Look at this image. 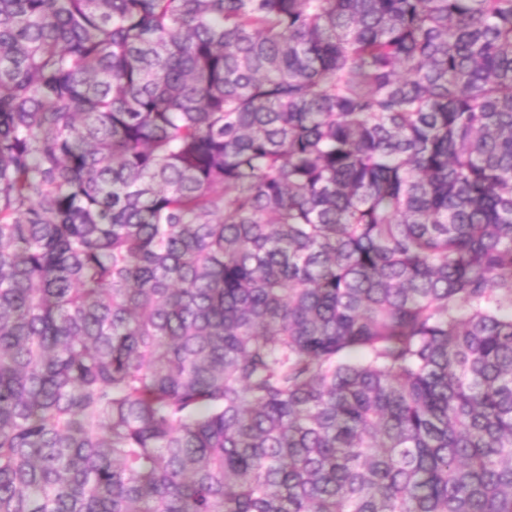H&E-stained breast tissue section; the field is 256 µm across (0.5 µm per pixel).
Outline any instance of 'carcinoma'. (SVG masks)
<instances>
[{
	"label": "carcinoma",
	"instance_id": "carcinoma-1",
	"mask_svg": "<svg viewBox=\"0 0 512 512\" xmlns=\"http://www.w3.org/2000/svg\"><path fill=\"white\" fill-rule=\"evenodd\" d=\"M0 512H512V0H0Z\"/></svg>",
	"mask_w": 512,
	"mask_h": 512
}]
</instances>
